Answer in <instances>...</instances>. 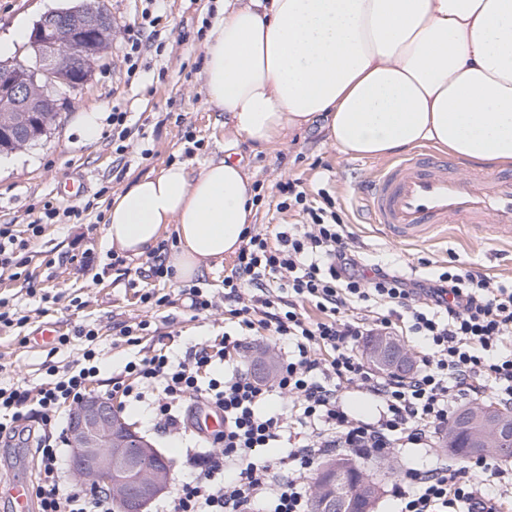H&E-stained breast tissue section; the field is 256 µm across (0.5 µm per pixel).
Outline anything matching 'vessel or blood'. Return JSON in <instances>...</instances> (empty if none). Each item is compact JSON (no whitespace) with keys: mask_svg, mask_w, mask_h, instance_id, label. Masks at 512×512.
<instances>
[{"mask_svg":"<svg viewBox=\"0 0 512 512\" xmlns=\"http://www.w3.org/2000/svg\"><path fill=\"white\" fill-rule=\"evenodd\" d=\"M363 200L370 221L386 239L415 244L449 224L488 232L512 242V174L489 175L471 167L459 172L430 153L399 157L377 170ZM11 512H35L26 477L9 484Z\"/></svg>","mask_w":512,"mask_h":512,"instance_id":"vessel-or-blood-1","label":"vessel or blood"}]
</instances>
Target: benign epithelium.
<instances>
[{
    "instance_id": "benign-epithelium-1",
    "label": "benign epithelium",
    "mask_w": 512,
    "mask_h": 512,
    "mask_svg": "<svg viewBox=\"0 0 512 512\" xmlns=\"http://www.w3.org/2000/svg\"><path fill=\"white\" fill-rule=\"evenodd\" d=\"M111 27L112 17L100 0H78L71 7L44 13L34 23L28 44L32 56L0 63V132H12L6 145H0V155L41 140L50 128L58 100L38 76H51L69 89H77L83 81L72 76L88 72L95 56L104 51L101 40ZM366 357L378 370L396 365L408 370L413 364L409 350L390 336L370 337ZM466 421L478 429L475 447H512V417L472 406ZM68 434L76 482L90 487L106 485L118 512H147L168 489L171 463L127 426L109 400L87 396L72 410ZM151 455L159 458L161 465H144L143 460ZM314 497L320 500L319 512H343L330 483L319 484Z\"/></svg>"
}]
</instances>
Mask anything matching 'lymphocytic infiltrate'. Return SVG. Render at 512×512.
Here are the masks:
<instances>
[{
    "instance_id": "lymphocytic-infiltrate-1",
    "label": "lymphocytic infiltrate",
    "mask_w": 512,
    "mask_h": 512,
    "mask_svg": "<svg viewBox=\"0 0 512 512\" xmlns=\"http://www.w3.org/2000/svg\"><path fill=\"white\" fill-rule=\"evenodd\" d=\"M282 211L295 224L249 230L224 277L220 341L182 361L150 348L112 379V394L147 403L158 428L184 432L198 407L222 412L224 428L188 449L161 512H310L306 487L322 457L336 451L366 456L391 448H430L448 428L452 408L492 397L512 406V284L471 267L452 265L433 278H411L368 263L349 243L333 202L322 203L296 182L281 188ZM401 332L418 337L421 365L410 376H382L357 353L362 337ZM64 371L28 385H0V435H26L34 444L38 512H113L106 487L85 491L62 479L65 453L60 419L90 392L100 375L95 330ZM281 352L269 383L232 368L247 338ZM227 364L218 372V364ZM381 405L377 418L353 415L346 392ZM272 397L277 411L263 410ZM299 438L288 455L265 449ZM503 469L475 456L460 465L406 469L392 488L399 512H461L479 501L498 512L485 488L502 484Z\"/></svg>"
}]
</instances>
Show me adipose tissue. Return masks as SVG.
Wrapping results in <instances>:
<instances>
[{
    "label": "adipose tissue",
    "instance_id": "adipose-tissue-1",
    "mask_svg": "<svg viewBox=\"0 0 512 512\" xmlns=\"http://www.w3.org/2000/svg\"><path fill=\"white\" fill-rule=\"evenodd\" d=\"M203 50L223 159L144 176L105 218L108 243L134 256L174 228L178 280L245 241L254 208L239 142L269 149L319 121L350 157L428 144L512 166V0H224Z\"/></svg>",
    "mask_w": 512,
    "mask_h": 512
}]
</instances>
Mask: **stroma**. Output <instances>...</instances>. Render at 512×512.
Returning a JSON list of instances; mask_svg holds the SVG:
<instances>
[{
    "label": "stroma",
    "mask_w": 512,
    "mask_h": 512,
    "mask_svg": "<svg viewBox=\"0 0 512 512\" xmlns=\"http://www.w3.org/2000/svg\"><path fill=\"white\" fill-rule=\"evenodd\" d=\"M70 0H0V40L11 38L17 26L33 27L50 10L69 6ZM114 20L112 40L93 66L88 79L76 90L62 94L59 114L39 142L12 154L0 156V224L25 229L42 217L45 203L59 206L60 183L81 175L87 183L83 197L74 204L82 208L80 219H64L43 225L31 239L27 262L20 276H0V297L22 318L19 326L0 324V382H43L49 367H63L76 359L84 340L82 327L98 333L101 381L93 385L102 393L138 351L124 342L121 326L149 322L151 335L162 338L171 357H184L187 350L213 343L224 332L225 270L232 260L210 264L191 283L164 282L169 305L153 308L142 303L129 283L145 268L143 256H126L114 264L113 249L104 236L105 215L115 195L134 180L178 162L200 169L224 156V115L208 108L201 74L205 65L203 44L217 12L216 0H103ZM151 9L155 24L142 18ZM143 44L140 68L128 75L124 59L128 36ZM126 112L129 136L124 151L112 140L113 110ZM95 113L99 132L87 138L80 123L84 113ZM238 152L253 176L260 195L255 210V229L275 224H293L294 213L277 210L279 186L300 180L310 194L326 190L351 234V244L374 262H394L408 276L428 275L429 262L437 266L467 265L497 280H512V245L498 243L484 233L449 226L445 237L403 246L385 240L358 211L357 196L382 162L353 158L329 145L320 126L294 134L287 143L256 152L248 143ZM212 288L213 308L192 316L185 306L189 288ZM47 322L58 323L69 345L56 349L35 346L33 331ZM141 344V345H142ZM124 419L149 439L172 461L174 474L186 472L189 461L183 451L185 437L155 427L148 407L132 401L121 404ZM447 449L393 448L379 458H365L359 465L377 483L375 512H394L391 487L406 468H422L450 462Z\"/></svg>",
    "instance_id": "obj_1"
}]
</instances>
